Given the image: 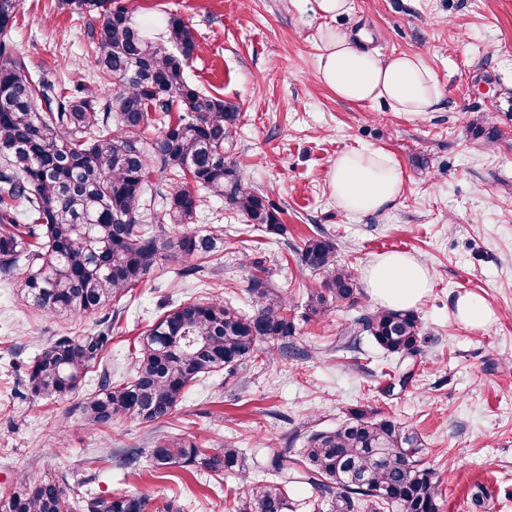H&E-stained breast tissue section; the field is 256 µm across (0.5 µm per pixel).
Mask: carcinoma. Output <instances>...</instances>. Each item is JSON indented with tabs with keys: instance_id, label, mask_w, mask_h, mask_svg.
I'll return each mask as SVG.
<instances>
[{
	"instance_id": "1",
	"label": "carcinoma",
	"mask_w": 512,
	"mask_h": 512,
	"mask_svg": "<svg viewBox=\"0 0 512 512\" xmlns=\"http://www.w3.org/2000/svg\"><path fill=\"white\" fill-rule=\"evenodd\" d=\"M93 20L97 52L82 78L35 70L10 39L21 0H0V275L19 264L27 303L49 317L94 315L127 296L155 268L194 271L223 253L224 230L192 227L205 191L247 222L272 235L288 234L280 207L246 184L226 160L235 104L186 76L200 46L189 23L164 18L152 39L121 0H60ZM157 133L146 136L149 128ZM491 145L501 133L478 121L468 125ZM175 184L162 210L147 201L154 162ZM181 225L166 232L165 221ZM249 268L253 313L223 301H184L164 312L139 338L130 377L112 381L104 360L112 325L92 336H58L28 365L26 386L39 400L57 401L95 374L97 387L74 412L91 429L121 418L164 422L189 387L221 370L233 374L283 351L296 335L292 301L279 295L264 262L238 248ZM298 262L321 275L306 289L318 315L340 303L358 311L343 326L336 351H355L368 337L401 360L422 351L419 315L412 310L361 305L363 290L323 230L294 249ZM422 442L402 424L352 409L333 428L311 433L299 458L273 448L267 466H249L231 441L200 448L191 441L157 438L148 457L154 473L203 468L236 474L240 486L231 512H290L289 488L306 484L336 494V512H438L439 481L422 466ZM264 471L258 480L251 471ZM148 512L149 499L133 493L92 496L64 473L37 481L20 477L0 498V512Z\"/></svg>"
}]
</instances>
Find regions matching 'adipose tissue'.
I'll return each mask as SVG.
<instances>
[{"mask_svg": "<svg viewBox=\"0 0 512 512\" xmlns=\"http://www.w3.org/2000/svg\"><path fill=\"white\" fill-rule=\"evenodd\" d=\"M317 73L337 96L356 103L384 102L391 111L420 115L442 103L438 82L424 60L401 54L389 58L354 44L349 34L334 28L320 32ZM403 174L394 157L380 149L347 150L339 154L329 176L336 205L360 218L390 216L400 196ZM362 283L375 305L412 309L428 294L429 268L406 252L374 255L362 271ZM453 319L474 332L495 319L484 298L465 292L452 300Z\"/></svg>", "mask_w": 512, "mask_h": 512, "instance_id": "1", "label": "adipose tissue"}]
</instances>
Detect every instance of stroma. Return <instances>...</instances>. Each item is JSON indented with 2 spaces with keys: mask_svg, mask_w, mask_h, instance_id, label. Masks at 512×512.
<instances>
[{
  "mask_svg": "<svg viewBox=\"0 0 512 512\" xmlns=\"http://www.w3.org/2000/svg\"><path fill=\"white\" fill-rule=\"evenodd\" d=\"M352 2L350 15L329 20L314 14L311 0H129L137 12L188 21L201 44L189 79L239 107L229 158L282 207L288 235L248 227L215 198L197 221L222 228L232 241L246 232L275 289L293 300L294 343L308 355L278 354L233 375L203 378L160 427L127 419L91 430L72 408L94 391L93 381L67 399L36 400L24 385L28 361L55 337L88 336L108 321L112 377H125L139 336L170 306L220 298L252 312L242 256L224 253L190 276L160 266L129 297L66 319L32 309L22 297L23 274L15 272L11 285L0 284V494L17 474L37 480L61 471L94 495H148L150 512L173 499L185 512H229L234 475L200 469L159 480L147 458L123 466L120 449L148 450L162 434L208 447L233 441L249 456L263 443L295 455L311 431L364 408L420 436L424 463L441 478L439 512H512V0ZM327 26L384 57L420 55L438 81L441 109L406 116L339 98L317 74L319 32ZM88 27L57 0H22L12 41L34 66L76 73L93 50ZM473 119L497 127L501 139L488 145L474 138ZM361 148L383 149L402 168L390 219H354L330 196L337 155ZM317 226L354 274L393 250L429 267L433 285L416 308L423 355L400 360L368 339L359 353L337 351L351 314L336 306L318 315L306 309L305 291L320 277L291 250ZM464 292L481 294L495 312L485 331L453 320L451 300Z\"/></svg>",
  "mask_w": 512,
  "mask_h": 512,
  "instance_id": "stroma-1",
  "label": "stroma"
}]
</instances>
